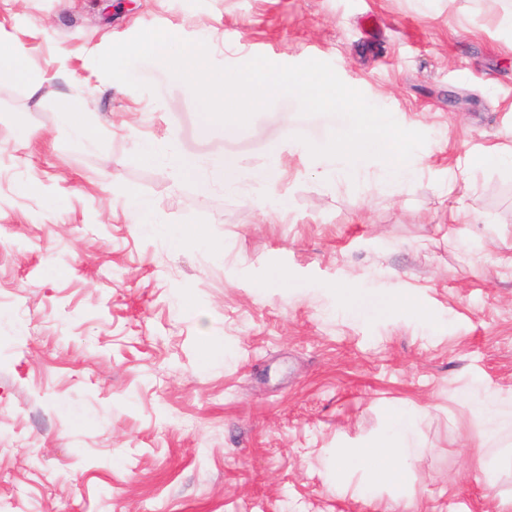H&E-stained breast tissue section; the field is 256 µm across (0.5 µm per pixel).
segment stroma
Wrapping results in <instances>:
<instances>
[{
	"label": "stroma",
	"mask_w": 512,
	"mask_h": 512,
	"mask_svg": "<svg viewBox=\"0 0 512 512\" xmlns=\"http://www.w3.org/2000/svg\"><path fill=\"white\" fill-rule=\"evenodd\" d=\"M148 28L217 66L330 62L427 134L417 181L326 173L307 145L345 121L290 96L203 136L169 71L137 64L139 91L95 64ZM0 42L27 68L0 81V512H512V419L472 409L512 405V165L468 166L512 142V0H0ZM146 140L247 179L203 186ZM131 195L188 236L139 232ZM399 413L400 484L337 472ZM214 174L224 183V188L234 189L242 180V170L237 159L220 156L213 160Z\"/></svg>",
	"instance_id": "1"
}]
</instances>
